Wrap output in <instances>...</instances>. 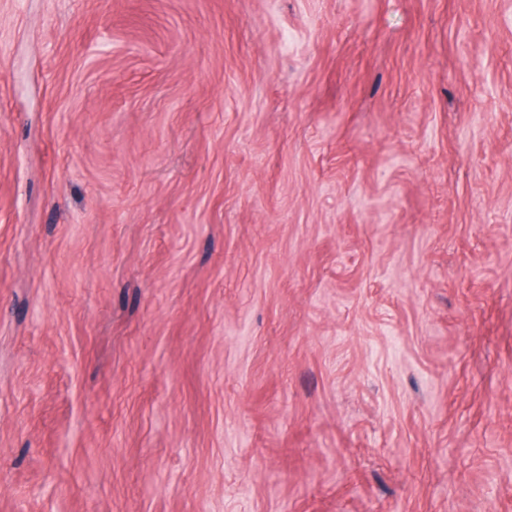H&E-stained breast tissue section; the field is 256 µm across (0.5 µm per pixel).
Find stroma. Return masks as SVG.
<instances>
[{"mask_svg":"<svg viewBox=\"0 0 512 512\" xmlns=\"http://www.w3.org/2000/svg\"><path fill=\"white\" fill-rule=\"evenodd\" d=\"M0 512H512V0H0Z\"/></svg>","mask_w":512,"mask_h":512,"instance_id":"35a3bbf8","label":"stroma"}]
</instances>
